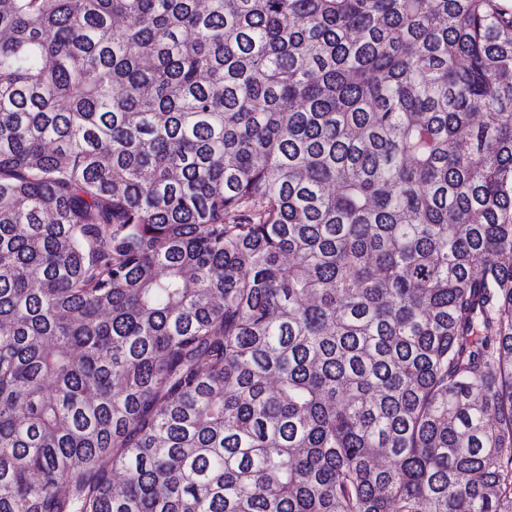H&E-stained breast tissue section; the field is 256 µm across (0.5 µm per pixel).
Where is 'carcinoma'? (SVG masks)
Returning <instances> with one entry per match:
<instances>
[{"mask_svg":"<svg viewBox=\"0 0 512 512\" xmlns=\"http://www.w3.org/2000/svg\"><path fill=\"white\" fill-rule=\"evenodd\" d=\"M0 512H512V11L0 0Z\"/></svg>","mask_w":512,"mask_h":512,"instance_id":"cac0c4a2","label":"carcinoma"}]
</instances>
